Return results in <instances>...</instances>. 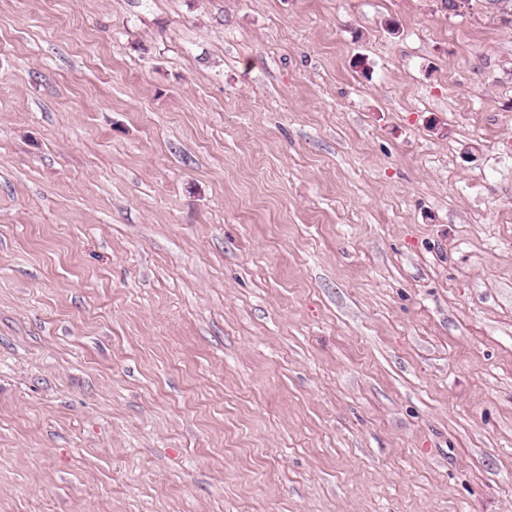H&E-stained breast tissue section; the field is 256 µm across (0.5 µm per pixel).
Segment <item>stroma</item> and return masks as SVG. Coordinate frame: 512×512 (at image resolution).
Masks as SVG:
<instances>
[{
	"label": "stroma",
	"mask_w": 512,
	"mask_h": 512,
	"mask_svg": "<svg viewBox=\"0 0 512 512\" xmlns=\"http://www.w3.org/2000/svg\"><path fill=\"white\" fill-rule=\"evenodd\" d=\"M0 512H512V17L0 0Z\"/></svg>",
	"instance_id": "1"
}]
</instances>
